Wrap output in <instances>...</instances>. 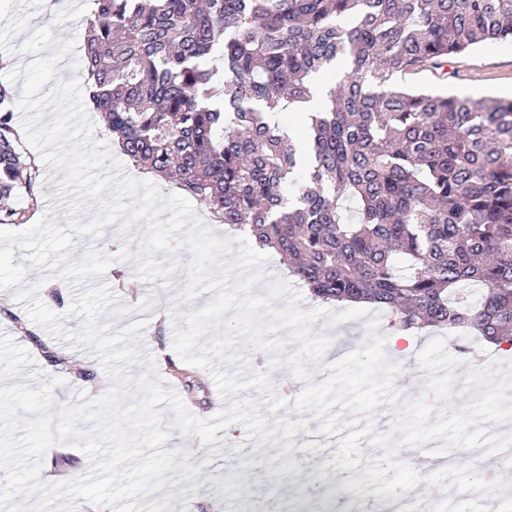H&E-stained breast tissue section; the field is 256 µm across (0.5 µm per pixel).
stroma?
<instances>
[{"label":"stroma","mask_w":512,"mask_h":512,"mask_svg":"<svg viewBox=\"0 0 512 512\" xmlns=\"http://www.w3.org/2000/svg\"><path fill=\"white\" fill-rule=\"evenodd\" d=\"M70 4L71 0H19L14 10L28 14L29 29L48 26L54 37L79 41L84 36V18L61 25L55 22L56 13ZM448 69V74L442 77L432 71H423L407 77L405 83L473 97L489 95L512 99L511 42L481 46L453 60ZM12 125L16 147L31 164L33 173L31 194L21 195L16 201L17 208L24 214L22 228H30L48 213L54 215L59 226H66V209L55 196L63 172L45 166L39 153L28 145L20 110H13ZM145 227L142 221L131 227L129 234L133 241L127 246L117 225L106 226L97 238H79L71 258L80 260L91 245L112 256L105 282L112 285L120 277H127L136 283L139 297L132 302L126 296H119V304L130 306V313L121 317L102 316V324L115 332L134 321H144L140 343L153 357L162 382L176 383L179 396L196 416L215 417L223 397L212 372L197 366L186 367L172 348L173 321L162 325L155 321L160 310L155 302L157 295L166 296L168 305L178 306L184 314L197 312L212 300L213 295L203 292L191 299L179 300L178 295L187 281L185 267L191 258L185 249L177 254L178 267L170 280L139 279L135 259L120 258L119 253L125 246L132 252L138 251V241ZM25 282L40 284L41 300L52 311L63 315L64 330L81 328V318L67 314L73 297L67 281L54 278L49 269L39 268L30 270ZM311 332L314 336L328 338L329 344L319 357L305 360L306 377L294 378L300 391L330 377L337 361V346L356 351L368 345L373 335L387 340L393 335L388 314L371 306L367 307L365 317L338 324L318 319ZM279 336L282 348L276 353L251 347L243 338H236L231 353L238 356L239 361L228 365V372L243 380L266 373L276 385L283 377H294L287 358L296 352L297 346L288 331H280ZM384 352L398 367L392 386L400 398L399 405H381L360 420L339 407L319 416L287 405L280 415H269V423H276L278 417L284 416L302 423L303 428L283 445L246 439L244 427L233 424L220 431L223 446L216 452L198 437H185L174 431L165 444L166 449L189 451L188 462L198 467L199 472L193 479L185 480L180 471H168L165 486L140 497V504L165 498L169 501V512H237L240 498L238 494L225 491L224 478L231 474L250 478L254 472L253 461L259 457L267 461L265 478L260 494L250 499L258 512H274L283 504L288 505L290 512H296L300 507L306 512H318L334 489L343 491L349 503L358 505L364 497H376V485L391 480L408 490L417 488L425 479L420 458L401 459L393 452L401 441L396 422L402 414V402L425 399L438 417L451 411H463L471 397L468 389L460 387V376L470 374L472 368L487 367L494 362L500 364L502 371L512 373V353L497 349L487 341L479 343L463 334L452 337L444 331L418 334L408 356H396L389 346ZM71 359L76 362L75 368L63 372L62 362ZM54 377L62 380L54 389V407L58 410L75 403L78 393L94 399L111 386L109 376L91 349L71 347L63 338L49 334L29 318L14 290L0 291V386L26 383L36 388ZM355 421L360 424L359 432L339 433V425ZM90 467L89 458L81 450L58 443L45 453L40 479L49 484L63 483L83 476ZM439 487L443 492L442 503L453 504V512H484L487 494L502 492L512 496V465L501 460L486 461L481 466L469 467L463 478L447 472L441 474Z\"/></svg>","instance_id":"35a3bbf8"}]
</instances>
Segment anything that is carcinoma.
Returning <instances> with one entry per match:
<instances>
[{
	"mask_svg": "<svg viewBox=\"0 0 512 512\" xmlns=\"http://www.w3.org/2000/svg\"><path fill=\"white\" fill-rule=\"evenodd\" d=\"M95 5L87 100L135 166L284 256L324 302L512 350V100L396 81L512 40V0ZM326 70L298 140L269 114L308 102ZM12 112L0 84V224L32 183Z\"/></svg>",
	"mask_w": 512,
	"mask_h": 512,
	"instance_id": "obj_1",
	"label": "carcinoma"
}]
</instances>
